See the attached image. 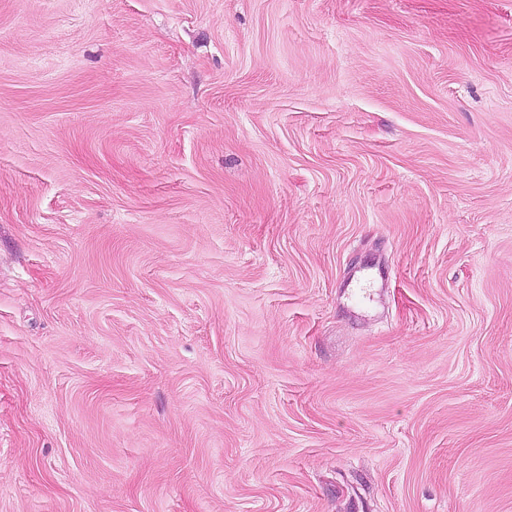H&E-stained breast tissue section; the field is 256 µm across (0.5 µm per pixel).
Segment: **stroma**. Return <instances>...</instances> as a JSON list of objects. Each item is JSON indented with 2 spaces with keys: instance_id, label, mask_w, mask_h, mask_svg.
Here are the masks:
<instances>
[{
  "instance_id": "obj_1",
  "label": "stroma",
  "mask_w": 512,
  "mask_h": 512,
  "mask_svg": "<svg viewBox=\"0 0 512 512\" xmlns=\"http://www.w3.org/2000/svg\"><path fill=\"white\" fill-rule=\"evenodd\" d=\"M0 512H512V0H0Z\"/></svg>"
}]
</instances>
